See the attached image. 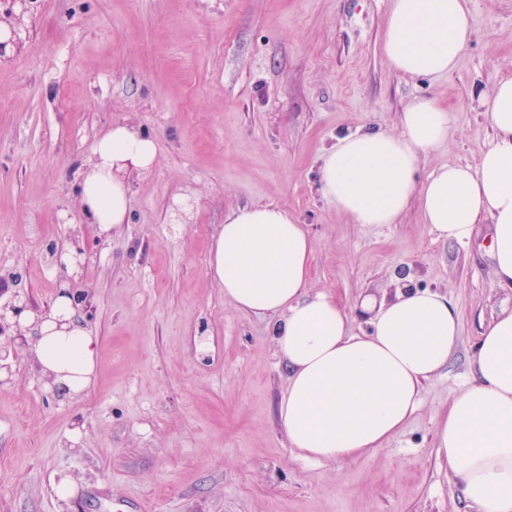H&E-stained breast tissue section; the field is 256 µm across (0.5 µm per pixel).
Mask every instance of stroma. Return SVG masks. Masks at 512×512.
<instances>
[{
    "mask_svg": "<svg viewBox=\"0 0 512 512\" xmlns=\"http://www.w3.org/2000/svg\"><path fill=\"white\" fill-rule=\"evenodd\" d=\"M392 0H34V37L0 64V278L35 309L57 290L48 244L79 229L99 367L86 394H53L26 351L0 386V512H471L437 456L483 324L512 309L491 234L437 238L417 208L352 223L320 191L321 155L364 128L397 131L415 99L448 108L422 163L476 165L492 131L479 92L512 76V0H471L474 35L443 76L394 71ZM158 144L130 177L131 218L104 239L81 223L75 169L114 123ZM279 206L314 243L309 287L351 306L412 287L447 294L458 348L384 450L298 458L277 409L286 388L273 318L238 310L207 274L232 209ZM75 485L72 497L55 489Z\"/></svg>",
    "mask_w": 512,
    "mask_h": 512,
    "instance_id": "stroma-1",
    "label": "stroma"
}]
</instances>
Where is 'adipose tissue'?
<instances>
[{"label": "adipose tissue", "mask_w": 512, "mask_h": 512, "mask_svg": "<svg viewBox=\"0 0 512 512\" xmlns=\"http://www.w3.org/2000/svg\"><path fill=\"white\" fill-rule=\"evenodd\" d=\"M470 0H393L383 51L408 77L454 70L472 39ZM477 103L492 145L477 167H440L425 182L415 172L448 136V112L418 99L400 116L399 133L363 129L321 156L324 197L356 224H396L410 206L438 237L466 243L476 225L491 230L492 274L512 288V77ZM156 142L126 123L112 125L78 170L83 223L108 236L128 223L132 173L149 171ZM312 240L278 206H245L224 218L208 274L242 311L274 316L275 355L287 375L278 420L291 448L309 461L355 460L385 446L424 399L460 339V316L447 294L406 289L367 296L355 307L310 292ZM371 331H353L354 315ZM27 352L50 388L83 394L96 372V342L58 292L48 313L24 310ZM437 452L475 512H512V310L483 325L467 380L435 428Z\"/></svg>", "instance_id": "obj_1"}]
</instances>
